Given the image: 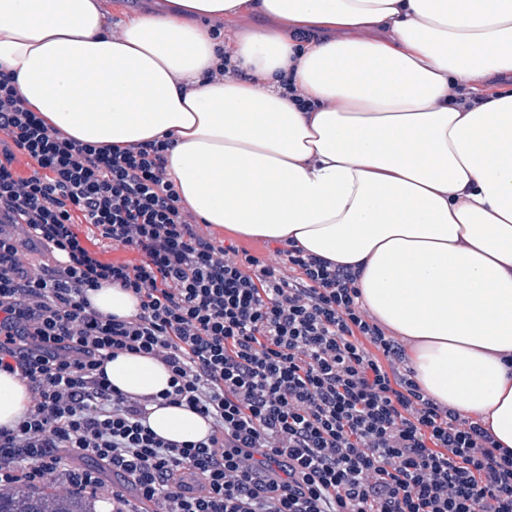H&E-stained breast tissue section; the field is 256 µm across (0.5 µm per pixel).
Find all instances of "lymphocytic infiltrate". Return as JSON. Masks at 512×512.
Returning <instances> with one entry per match:
<instances>
[{
  "instance_id": "f902f5d3",
  "label": "lymphocytic infiltrate",
  "mask_w": 512,
  "mask_h": 512,
  "mask_svg": "<svg viewBox=\"0 0 512 512\" xmlns=\"http://www.w3.org/2000/svg\"><path fill=\"white\" fill-rule=\"evenodd\" d=\"M170 146L78 142L0 71V224L52 257L27 265L0 236V371L29 393L0 426V487L107 492L112 512L142 500L153 512H512V452L422 393L357 273L288 243L272 265L204 233L167 171ZM83 224L140 263L101 259ZM105 284L132 292L137 313L99 314L88 294ZM122 354L166 366L156 401L197 412L210 434L155 435L153 400L106 376ZM107 472L131 495L108 492Z\"/></svg>"
}]
</instances>
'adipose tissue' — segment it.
I'll use <instances>...</instances> for the list:
<instances>
[{
    "label": "adipose tissue",
    "instance_id": "obj_1",
    "mask_svg": "<svg viewBox=\"0 0 512 512\" xmlns=\"http://www.w3.org/2000/svg\"><path fill=\"white\" fill-rule=\"evenodd\" d=\"M0 0V69L82 143L171 136L202 223L357 270L423 392L512 450V0ZM120 15L113 25L112 15ZM276 20L220 44L206 22ZM227 57L230 73L207 80ZM82 111H75L74 102ZM113 387L169 386L123 354ZM184 444L210 426L151 406Z\"/></svg>",
    "mask_w": 512,
    "mask_h": 512
}]
</instances>
